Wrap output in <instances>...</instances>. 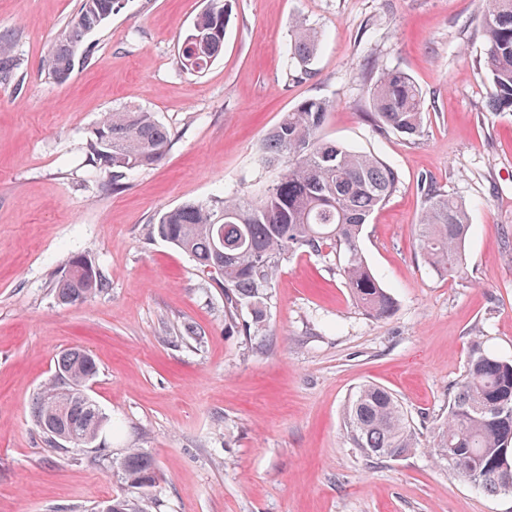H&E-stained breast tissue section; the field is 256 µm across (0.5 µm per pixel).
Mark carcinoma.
Here are the masks:
<instances>
[{
    "instance_id": "1",
    "label": "carcinoma",
    "mask_w": 512,
    "mask_h": 512,
    "mask_svg": "<svg viewBox=\"0 0 512 512\" xmlns=\"http://www.w3.org/2000/svg\"><path fill=\"white\" fill-rule=\"evenodd\" d=\"M120 0H81L76 15L58 38L48 61V75L65 82L75 66L83 39L102 27ZM481 29L489 82L488 106L512 112V0H483ZM224 0H208L185 35L182 65L205 70L224 50L227 22ZM319 33L303 25L292 30L288 57L296 77L312 76ZM9 42L0 37V80L18 68ZM330 102L307 99L287 112L266 135L260 161L280 169L276 182L255 199L226 198L213 204L185 203L149 224L146 234L187 253L201 272L222 267L224 322L248 336L267 331V300L285 257L296 253L343 254L342 277L355 301L374 319L392 315L396 300L371 271L361 247L370 216L399 185V176L377 156L326 140L322 128ZM381 134L397 132L409 139L423 133L421 93L402 71L381 73L371 88L365 113ZM170 136L151 113L111 112L94 132L92 158L112 185L134 169L161 161ZM423 201L417 224L420 256L440 277L464 278V242L470 230L466 209L421 183ZM104 287L102 276L82 257H73L56 282L63 304L85 301ZM98 372L92 356L79 348L57 360L54 378L44 387L32 417L58 448L79 449L96 440L110 424L86 392ZM446 419L422 440L398 398L389 389L360 386L344 412L353 447L366 456L396 460L427 448L468 483L488 496L506 494L503 464L512 466V359L473 341L461 378L451 387ZM125 492L103 503L108 512H150L143 484L155 483V458L131 448L117 462Z\"/></svg>"
}]
</instances>
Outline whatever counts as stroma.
Listing matches in <instances>:
<instances>
[{
  "label": "stroma",
  "instance_id": "1",
  "mask_svg": "<svg viewBox=\"0 0 512 512\" xmlns=\"http://www.w3.org/2000/svg\"><path fill=\"white\" fill-rule=\"evenodd\" d=\"M80 4L0 0V36L19 62L0 82V512H96L123 492L112 462L131 448L157 463L152 512H512V496L484 494L428 451L365 457L343 424L371 382L432 428L473 340L512 358V112L487 107L482 0H230L224 53L201 74L178 51L205 0H124L58 83L49 53ZM298 23L321 34L303 80L286 73ZM392 69L421 91L417 139L378 134L364 116L373 79ZM309 98L333 105L325 138L399 174L362 237L397 309L367 316L342 257L300 253L269 291L267 335L249 338L225 329L211 277L145 227L276 182L259 146ZM134 109L153 113L171 146L115 190L90 143L107 113ZM425 179L467 210L465 279L419 257ZM76 256L106 286L63 304L55 283ZM74 346L97 362L88 392L112 433L67 452L30 411Z\"/></svg>",
  "mask_w": 512,
  "mask_h": 512
}]
</instances>
